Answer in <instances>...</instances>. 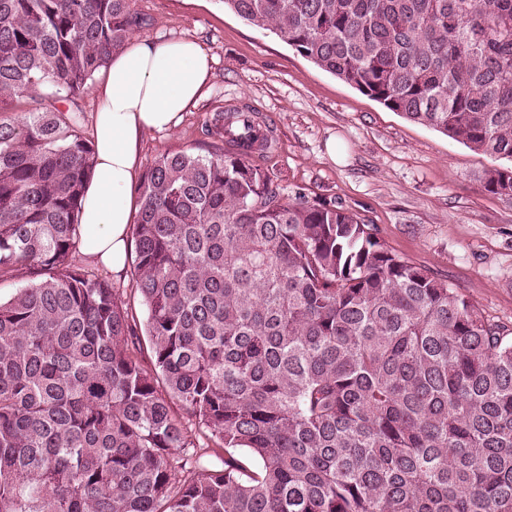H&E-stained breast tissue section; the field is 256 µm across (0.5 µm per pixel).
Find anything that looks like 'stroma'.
<instances>
[{
  "label": "stroma",
  "instance_id": "obj_1",
  "mask_svg": "<svg viewBox=\"0 0 512 512\" xmlns=\"http://www.w3.org/2000/svg\"><path fill=\"white\" fill-rule=\"evenodd\" d=\"M150 40L194 38L213 58L202 102L166 133L146 132L140 164L197 149L207 113L249 106L270 122L263 158L283 195L328 198L376 226L385 245L512 328V199L478 176L501 159L404 119L304 59L222 0H136Z\"/></svg>",
  "mask_w": 512,
  "mask_h": 512
}]
</instances>
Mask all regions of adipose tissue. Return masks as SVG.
Instances as JSON below:
<instances>
[{
  "label": "adipose tissue",
  "mask_w": 512,
  "mask_h": 512,
  "mask_svg": "<svg viewBox=\"0 0 512 512\" xmlns=\"http://www.w3.org/2000/svg\"><path fill=\"white\" fill-rule=\"evenodd\" d=\"M212 58L192 38L127 41L93 87V176L79 222L84 256L121 274L131 249L132 188L140 174L144 133L168 132L206 94Z\"/></svg>",
  "instance_id": "1"
}]
</instances>
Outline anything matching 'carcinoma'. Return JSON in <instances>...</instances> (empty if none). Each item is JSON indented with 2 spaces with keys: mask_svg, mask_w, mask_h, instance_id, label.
<instances>
[{
  "mask_svg": "<svg viewBox=\"0 0 512 512\" xmlns=\"http://www.w3.org/2000/svg\"><path fill=\"white\" fill-rule=\"evenodd\" d=\"M223 2L508 161L478 179L512 199V0ZM149 25L135 0H0V282L33 278L0 299V512H512V330L357 214L281 195L254 110L142 175L144 318L72 264L95 154L76 98Z\"/></svg>",
  "mask_w": 512,
  "mask_h": 512,
  "instance_id": "carcinoma-1",
  "label": "carcinoma"
}]
</instances>
